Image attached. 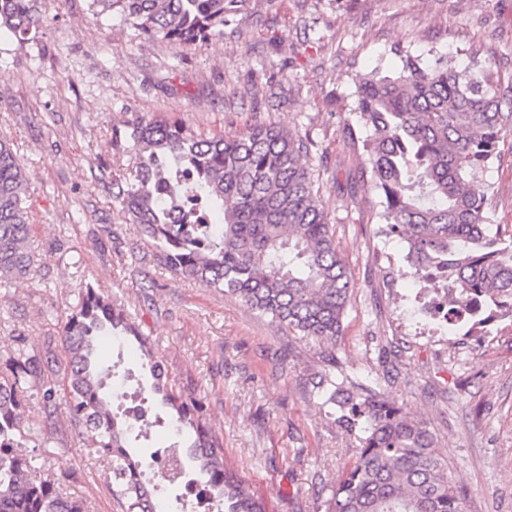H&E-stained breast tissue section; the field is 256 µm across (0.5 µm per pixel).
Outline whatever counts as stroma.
<instances>
[{
  "mask_svg": "<svg viewBox=\"0 0 512 512\" xmlns=\"http://www.w3.org/2000/svg\"><path fill=\"white\" fill-rule=\"evenodd\" d=\"M37 38L0 34V138L30 183L31 244L41 261L0 294V364L18 344L61 356V327L84 282L137 314L165 372L205 398L240 475L274 512H319L358 445L313 384L393 398L425 422L464 512H512V322L475 340L421 316L405 242L380 234L376 194L355 178L361 153L346 127L369 137L356 108L362 75H394L401 54L482 60L512 73V0H248L222 39L180 55L135 38L119 17L95 20L90 0H41ZM277 43H270V34ZM167 115L232 136L273 123L302 138L326 201L336 249L354 288L335 344L271 322L236 296L171 273L110 194L130 166L128 123ZM474 182L488 222L512 234V128ZM25 442L43 479L86 512H120L107 463L30 396Z\"/></svg>",
  "mask_w": 512,
  "mask_h": 512,
  "instance_id": "stroma-1",
  "label": "stroma"
}]
</instances>
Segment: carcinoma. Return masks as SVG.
Returning <instances> with one entry per match:
<instances>
[{"instance_id": "carcinoma-1", "label": "carcinoma", "mask_w": 512, "mask_h": 512, "mask_svg": "<svg viewBox=\"0 0 512 512\" xmlns=\"http://www.w3.org/2000/svg\"><path fill=\"white\" fill-rule=\"evenodd\" d=\"M246 0H91L93 15L118 14L134 36L192 50L224 37L228 16ZM37 0H0V31L20 42L42 27ZM394 77L372 72L357 87V109L371 131L359 174L379 197L382 232L407 243L403 275L423 293L447 282L448 321L478 339L496 320H512V235L491 233L487 197L471 180L499 153L512 127V75L473 53L459 68L439 56L426 63L401 57ZM132 166L112 175V200L151 241L166 268L239 297L254 312L303 336L334 343L351 300V272L336 250L324 201L315 189L308 148L272 123L234 136L204 135L180 120L140 119L128 127ZM28 179L13 145L0 140V288L25 280L36 265L25 207ZM127 338L151 383L140 388L162 415L135 425L112 410L106 390L119 363L103 366L100 343ZM64 363L43 369L23 347L0 368V512H84L35 474L22 451L27 436L25 393L41 381L40 399L56 405L64 391L70 426L86 447L109 461V485L121 512H154L141 482L144 459L130 452L131 435L148 437L166 416L201 482L225 512H269L224 455L202 398L169 382L151 339L136 318L90 282L61 330ZM316 388L338 407L337 422L364 434L342 477L322 501L324 512H464L424 422L376 392L355 393L323 375Z\"/></svg>"}]
</instances>
